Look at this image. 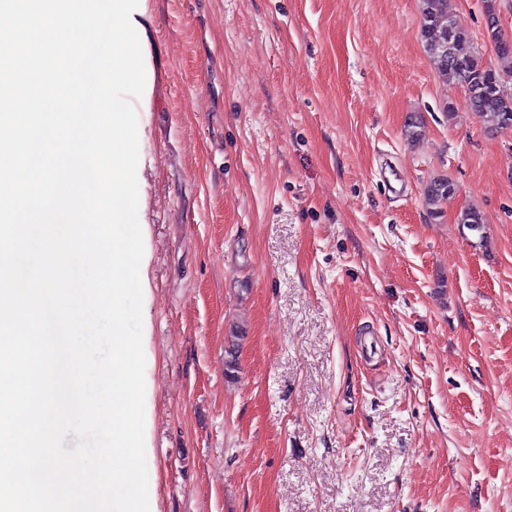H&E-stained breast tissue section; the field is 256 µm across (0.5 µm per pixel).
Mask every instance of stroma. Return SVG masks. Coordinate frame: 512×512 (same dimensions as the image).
<instances>
[{"instance_id": "1", "label": "stroma", "mask_w": 512, "mask_h": 512, "mask_svg": "<svg viewBox=\"0 0 512 512\" xmlns=\"http://www.w3.org/2000/svg\"><path fill=\"white\" fill-rule=\"evenodd\" d=\"M151 5L150 512H512V131L439 78L420 0ZM448 10L498 65L483 0ZM456 193L455 183L448 177H434L425 187L424 203L429 212L437 216L441 213V206Z\"/></svg>"}]
</instances>
